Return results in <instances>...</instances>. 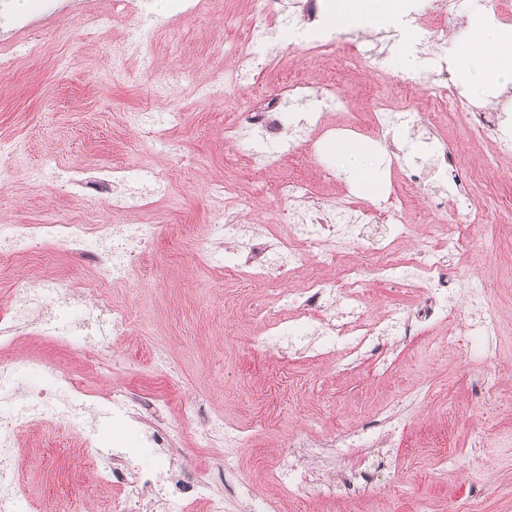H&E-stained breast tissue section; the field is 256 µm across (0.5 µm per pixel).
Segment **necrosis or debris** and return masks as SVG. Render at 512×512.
Here are the masks:
<instances>
[{
	"mask_svg": "<svg viewBox=\"0 0 512 512\" xmlns=\"http://www.w3.org/2000/svg\"><path fill=\"white\" fill-rule=\"evenodd\" d=\"M257 20L247 40L231 44L227 52L234 66L224 79L198 83L193 92L200 98L220 96L224 86H234L249 79L261 67L263 59L258 53L266 45L273 24L286 22L287 14L277 6V0H251ZM30 25L28 15L15 19L14 40L0 44V75L12 72L23 60L41 56L42 44L25 39ZM309 87L300 79L284 83L283 92L267 103L265 111L249 110L229 117L224 122V135L238 138L242 129L258 131L263 139L277 142L288 134L283 120L282 104L285 100L308 97ZM427 104L441 111L465 115L473 133L494 128L499 134L503 150H512V127L505 113L479 109L468 111L467 100L448 79L442 78L429 85ZM168 177L159 171L131 175L125 167L112 166L100 173L91 184L95 200L110 203L113 210L128 206L130 196H139L144 209L150 210L163 203ZM279 200L289 203L290 228L274 236H243L237 221L207 225L193 254L211 269L221 272L232 270L241 280L265 283L273 289L276 300L284 295L278 290L280 282L288 280L296 265L306 257L331 263L337 253L351 242L350 228L355 224L385 223L391 225L394 235H401L405 222L404 207L398 198L388 197L380 207L372 209L354 205L346 200L320 196L314 185L304 179L278 183L274 187ZM472 231L471 225H455L453 233H440L429 238L409 257L394 260L389 240L372 242L369 259L347 271L342 282L331 285L314 278L292 297L291 318L269 322L264 336L256 344L267 347L295 334L297 330L314 326L322 308L336 299H343L353 324L346 327L328 325L324 329L327 343L352 354L365 346L380 348V337L400 321L399 310L392 309L380 320L361 323L357 317L364 304L363 288L367 281H389L402 277L408 285L433 284L430 296L424 298L416 310L418 323L444 321L448 318L449 288L452 280L442 261L444 251L461 250ZM156 236V226L149 221L136 224H97L87 216H58L40 224L0 225V260L24 250L28 244L47 246L56 255L93 258L100 267L104 281L121 282L132 277L142 247ZM92 298L83 318L74 325L47 326L45 335L71 344L76 337L95 335L104 322L122 326L123 312L104 299L100 289H92ZM21 365L17 359L0 360V400L14 403L15 409L8 420L0 422V512H23L25 501L13 477L15 440L20 428L35 419H54L63 415L65 408H74L70 424L84 437V446L93 450L102 464L97 473L99 484L112 488L119 501L114 512H140L141 493L154 489L164 493L167 512H191L198 500H206L209 512H224V499L211 491L210 481L200 477L176 490H168L164 480L169 468L163 459H155L150 467L138 463L140 449L168 447L170 437L159 431H145L138 448L105 452L98 448L94 430L82 409L90 392L77 378L44 364L37 366L41 385L26 399H19L15 387ZM108 404L113 415L122 418L130 428H138L145 411L162 412L168 407L165 398L146 397L126 388L113 389ZM184 419L190 420L197 447L210 448L216 443L224 445V468L232 470L235 448L244 445L247 435L236 424L220 415L202 416L195 406H185Z\"/></svg>",
	"mask_w": 512,
	"mask_h": 512,
	"instance_id": "4bbe7bcc",
	"label": "necrosis or debris"
}]
</instances>
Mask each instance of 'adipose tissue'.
Here are the masks:
<instances>
[{"instance_id":"adipose-tissue-1","label":"adipose tissue","mask_w":512,"mask_h":512,"mask_svg":"<svg viewBox=\"0 0 512 512\" xmlns=\"http://www.w3.org/2000/svg\"><path fill=\"white\" fill-rule=\"evenodd\" d=\"M409 13V0H334L329 23L364 28L379 21L393 26L410 46L417 36ZM471 38L473 44L466 49L461 71L466 83L511 85L512 30L501 28L478 14L474 17Z\"/></svg>"}]
</instances>
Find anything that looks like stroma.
<instances>
[{
    "instance_id": "obj_1",
    "label": "stroma",
    "mask_w": 512,
    "mask_h": 512,
    "mask_svg": "<svg viewBox=\"0 0 512 512\" xmlns=\"http://www.w3.org/2000/svg\"><path fill=\"white\" fill-rule=\"evenodd\" d=\"M462 2V8L448 12L442 0H417L416 14H440L441 27H418L420 64L414 71L400 69L403 47L381 24L365 32L333 31V47L323 57L312 55L294 31L284 29L271 42L273 61L260 78L214 99L197 98L176 76L187 72L208 82L232 68L223 47L248 36L253 17L247 0H213L208 10L181 18L176 0H149L137 15L121 12L117 0H58L54 13L32 16L31 35L46 53L22 62L0 81V140L12 146L9 156H0V225L87 212L82 189L70 182L72 172L90 179L115 161L134 173L146 167L168 170L172 196L152 215L158 236L140 256L135 275L109 290L125 314L121 334L103 340L84 336L70 348L43 333L45 321L69 324L81 318L82 295L69 284L77 276L95 284L99 268L93 260L58 257L48 263L44 247L37 246L0 266V309L17 301L18 288L36 285L43 276L65 287L63 295L45 300L12 344V353L25 360L20 393L39 386L34 368L41 363L78 376L93 391L96 409L89 418L99 446L107 450L134 443L106 403L113 386L167 398L162 423L174 433L166 451L175 460L172 479L210 478L214 492L224 498V512H250L249 503L233 491L236 479L268 491L271 466L284 462L307 478L323 479L327 487L307 490L298 501L281 505L280 512H512V248L502 247L494 271L487 251L496 225H512V210L502 207L512 198V153L500 151L495 131L475 138L462 116H434L419 107L430 76L456 80L459 63L450 48L475 9L512 27V0ZM85 11L109 15L110 29L74 28L73 15ZM139 24L153 31L149 60L133 58L127 75H114L108 49L121 45ZM359 44L378 46L383 58L376 68L351 64ZM66 52L75 63L64 74L56 56ZM294 72L317 87L339 80L347 107L328 108L326 116L327 124L338 128L396 83L407 85L413 107L394 113L389 129L368 138L376 155L378 192L356 188L340 159L328 158L329 136L315 140L307 129L290 131L279 167L263 180L252 174L249 147L225 140L226 114L279 93L286 75ZM163 79L170 82L169 96L159 103L152 89ZM154 110L182 115L181 123L166 131L173 154L160 153L152 138L126 121L127 113ZM436 135L469 167L484 214L467 252L453 253L448 267L456 278L453 328L436 325L409 342L390 332L382 364L330 353L317 328L300 330L271 348L253 346L258 322L252 309L264 301L266 290L211 273L191 259L205 225L235 207L231 201L216 204L211 184L229 177L250 196V209L238 215L248 229L280 223L284 205L272 189L288 176L315 183L322 196H351L370 207L382 194L410 192L412 232L394 248L401 256L429 239L436 225L468 221L465 210L445 196L423 150L424 140ZM50 156L59 161L56 174L33 183L31 173ZM91 214L101 224L112 220L102 204ZM373 234L372 228L356 225L351 245L337 254L335 264L320 270L306 260L299 280L317 274L338 279L343 268L366 259ZM474 284L484 286L486 306L504 329L490 359L483 361L471 360L461 342L477 318L467 299ZM427 292L424 284L367 287L364 316L374 320L395 307L414 311ZM452 332L458 337L453 344ZM158 349L164 350L171 374L152 369ZM190 402L202 413L221 414L250 429L245 446L236 451L235 477L213 476L224 460L223 449L195 447L190 427L182 423V407ZM391 414L404 424L403 433H387L385 418ZM366 429L386 434V441L317 460L285 450L291 439L328 444L341 432ZM15 452V478L42 512H51L66 497L72 498L74 512H110L112 490L96 484L95 464L66 417L29 423L17 436ZM363 462L377 468L371 487L345 495L330 490V483Z\"/></svg>"
}]
</instances>
